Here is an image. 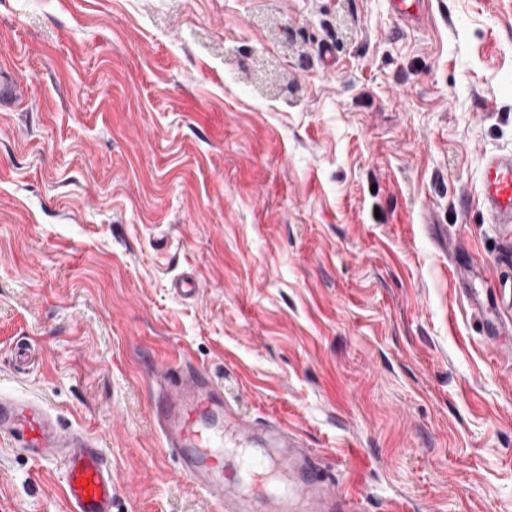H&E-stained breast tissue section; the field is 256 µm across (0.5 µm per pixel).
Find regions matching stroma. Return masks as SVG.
Returning a JSON list of instances; mask_svg holds the SVG:
<instances>
[{"instance_id":"1","label":"stroma","mask_w":512,"mask_h":512,"mask_svg":"<svg viewBox=\"0 0 512 512\" xmlns=\"http://www.w3.org/2000/svg\"><path fill=\"white\" fill-rule=\"evenodd\" d=\"M0 59V394L100 440L112 512H212L177 360L360 512H512V0H0ZM0 512H67L60 464L0 442ZM29 89L18 81H15L8 70L0 68V105H15L24 100ZM482 202L495 224H512V154L485 161Z\"/></svg>"}]
</instances>
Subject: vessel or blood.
Here are the masks:
<instances>
[{
    "label": "vessel or blood",
    "instance_id": "obj_1",
    "mask_svg": "<svg viewBox=\"0 0 512 512\" xmlns=\"http://www.w3.org/2000/svg\"><path fill=\"white\" fill-rule=\"evenodd\" d=\"M28 93L0 68V104L19 103ZM482 202L494 223L512 224V154L486 160ZM158 377L167 384L155 413L161 444L215 512H350L351 497L330 489L287 429L269 425L270 444L259 447L255 422L225 404L206 374L165 365ZM0 439L33 459L60 463L70 512H112V470L96 439L62 428L36 401L3 395Z\"/></svg>",
    "mask_w": 512,
    "mask_h": 512
}]
</instances>
